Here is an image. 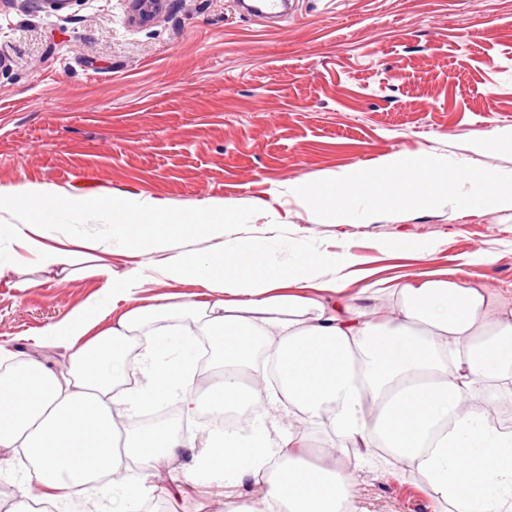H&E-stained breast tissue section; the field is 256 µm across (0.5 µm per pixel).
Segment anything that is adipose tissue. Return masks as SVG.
I'll return each mask as SVG.
<instances>
[{
	"label": "adipose tissue",
	"instance_id": "1",
	"mask_svg": "<svg viewBox=\"0 0 512 512\" xmlns=\"http://www.w3.org/2000/svg\"><path fill=\"white\" fill-rule=\"evenodd\" d=\"M110 206L118 218L112 236L124 249L167 252L164 277L194 279L215 297L138 307L134 300L150 280L145 269L117 275L111 264H98L93 273L127 309L94 336L82 309L52 327L70 342L67 370L0 344V450L22 449L42 502L55 512L68 496L105 480L121 490L113 512H144L153 492L148 476L178 449L196 445L172 424L118 427L114 413L173 394L188 416L205 406L252 411L245 427L210 430L196 459L203 474L225 484H265L263 498L228 502L225 512H358L350 475L305 457L302 427L316 422L329 424L341 447H385L453 512H512V432L481 425L500 389L512 387L511 302L454 270L388 287L373 282L350 296L354 261L347 254L278 264L259 239L227 244L207 259L175 251L182 225L223 236L234 220L223 205L200 207L186 221L165 201L141 195ZM0 211L22 212V222L0 226V236L40 267L67 270L80 250L95 247L79 237L46 244L50 208L36 191L0 189ZM292 279L303 290L285 292ZM387 295L399 312L376 317ZM186 317L217 339L218 379L204 399L194 387L191 339L180 342L183 357L155 364L173 320ZM134 365L144 382L129 388ZM280 412L292 426L280 425Z\"/></svg>",
	"mask_w": 512,
	"mask_h": 512
}]
</instances>
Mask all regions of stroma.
Instances as JSON below:
<instances>
[{"instance_id":"1","label":"stroma","mask_w":512,"mask_h":512,"mask_svg":"<svg viewBox=\"0 0 512 512\" xmlns=\"http://www.w3.org/2000/svg\"><path fill=\"white\" fill-rule=\"evenodd\" d=\"M130 17V0H73L59 12L0 0V187L44 190L56 205L49 236L108 240L111 210H74L86 198L142 194L184 217L224 203L236 219L223 238L187 237L200 256L275 236L282 258L347 253L376 279L457 269L512 299V210L444 206L336 224L288 191L303 176L421 151L512 172V148L476 146L512 128V0H295L275 28L235 0H166L149 23ZM259 198L273 209L256 208ZM401 238L421 252L392 251ZM15 264L0 277V343L33 352L95 297L90 317L111 325L101 277ZM19 278L26 287H13ZM203 299L193 281L159 275L140 295L144 306ZM306 432L351 474L360 512H445L389 456L338 447L324 423ZM192 455L181 449L150 477L149 512H224L226 496L262 495L255 483L230 491L201 478ZM22 481L18 456L0 451V512L41 495Z\"/></svg>"}]
</instances>
